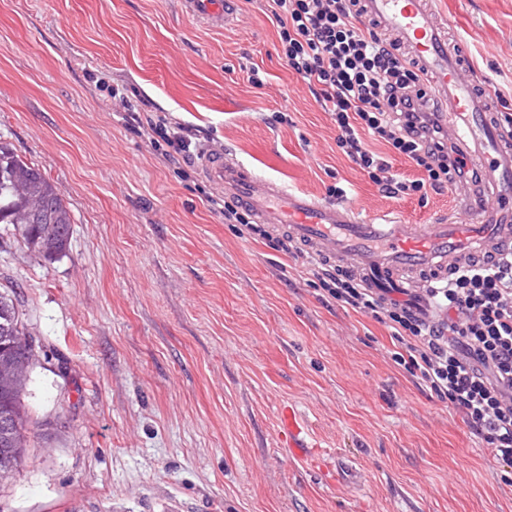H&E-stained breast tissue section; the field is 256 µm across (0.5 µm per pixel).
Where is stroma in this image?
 Here are the masks:
<instances>
[{"mask_svg": "<svg viewBox=\"0 0 512 512\" xmlns=\"http://www.w3.org/2000/svg\"><path fill=\"white\" fill-rule=\"evenodd\" d=\"M437 9L512 114V0ZM265 10L240 0L214 30L180 0H0V144L75 218L51 263L0 224V292L36 354L21 394L30 442L0 512H512V483L394 363L388 329L240 236L200 168L176 177L91 80L106 74L145 111L316 197L340 182L389 217L463 211L465 190L378 192L288 70ZM254 67L267 87L249 82ZM290 409L320 451L297 456L281 437Z\"/></svg>", "mask_w": 512, "mask_h": 512, "instance_id": "stroma-1", "label": "stroma"}]
</instances>
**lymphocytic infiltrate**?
<instances>
[{"instance_id":"f902f5d3","label":"lymphocytic infiltrate","mask_w":512,"mask_h":512,"mask_svg":"<svg viewBox=\"0 0 512 512\" xmlns=\"http://www.w3.org/2000/svg\"><path fill=\"white\" fill-rule=\"evenodd\" d=\"M281 57L302 78L336 125V145L390 198L478 186L455 143L427 106L426 78L367 23L359 0H267ZM120 111L137 117L169 163L193 166L192 129L164 116H145L138 101L96 81ZM417 178L392 171L396 159ZM325 297L373 317L398 345L394 362L460 414L495 463L512 468V253L488 268L471 266L426 288L432 317L406 302H387L352 275L309 255Z\"/></svg>"}]
</instances>
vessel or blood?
Masks as SVG:
<instances>
[{
	"mask_svg": "<svg viewBox=\"0 0 512 512\" xmlns=\"http://www.w3.org/2000/svg\"><path fill=\"white\" fill-rule=\"evenodd\" d=\"M238 0H183L187 15L213 28L231 25ZM376 32L415 61L425 91L440 109L443 127L477 168L486 193L460 217L439 215L412 223L364 212L355 203L321 200L255 174L224 149L200 155L203 175L256 223L268 225L302 250L355 276L384 301L407 300L424 315L421 294L429 279H445L475 262L492 264L512 252V132L500 120L497 101L467 71L459 44L449 42L434 0H360ZM289 447H305V422L284 418Z\"/></svg>",
	"mask_w": 512,
	"mask_h": 512,
	"instance_id": "1",
	"label": "vessel or blood"
}]
</instances>
